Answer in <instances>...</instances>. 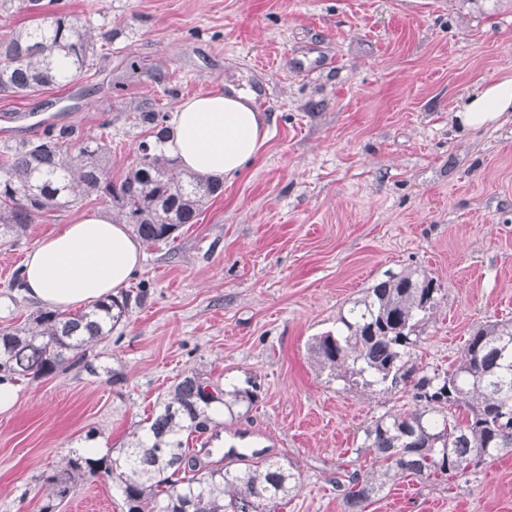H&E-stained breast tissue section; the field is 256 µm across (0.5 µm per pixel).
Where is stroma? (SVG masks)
<instances>
[{
	"instance_id": "35a3bbf8",
	"label": "stroma",
	"mask_w": 512,
	"mask_h": 512,
	"mask_svg": "<svg viewBox=\"0 0 512 512\" xmlns=\"http://www.w3.org/2000/svg\"><path fill=\"white\" fill-rule=\"evenodd\" d=\"M108 32L93 68L64 87L0 95V153L44 132L7 122L48 117L112 142L126 170L144 110L191 96L253 92L268 139L196 223L143 247L128 290L142 292L94 352L99 375L72 369L16 383L0 412V512H41L44 477L69 452L121 448L174 381L195 369L244 387L220 433L260 441L292 462L299 488L283 512H344L339 482L363 429L411 407L403 389L349 391L321 372L313 337L335 330L390 273L434 277L438 305L418 355L441 369L480 323L512 319V112L463 126L462 99L512 77V0H50ZM84 197L0 245V328L40 311L15 284L26 252L83 212ZM56 512H125L98 474ZM364 512H512V453L454 484L413 475Z\"/></svg>"
}]
</instances>
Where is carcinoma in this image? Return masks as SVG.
Segmentation results:
<instances>
[{
    "mask_svg": "<svg viewBox=\"0 0 512 512\" xmlns=\"http://www.w3.org/2000/svg\"><path fill=\"white\" fill-rule=\"evenodd\" d=\"M41 7V0H25L29 24L0 34V94L28 96L67 85L94 64L96 47L81 19L43 14ZM164 119L158 112L138 114L147 137L136 142L135 158L118 178L109 167V143L76 142L67 128L50 129L5 155L0 241L22 237L47 211L93 195L111 203L116 222L132 226L147 246L174 240L222 185L186 172L166 155ZM436 294L425 271L391 275L340 316L336 333L311 344L320 369L351 388L412 392V408L381 415L363 430L357 454L370 456L371 466L348 475L345 512H363L367 501L404 476L465 478L471 466L512 452V320L480 324L456 365L424 367L416 348ZM141 297L120 291L81 312L44 311L23 327L0 329V377L39 379L72 368L98 374L90 350L128 319L131 300ZM225 395L197 371L183 375L117 455L65 457L45 478L42 512H55L73 487L99 472L117 482L127 512H279L293 490L292 464L213 465L206 461L211 450L189 447L192 435L215 429L214 405L232 408ZM453 407L463 409V418L449 412Z\"/></svg>",
    "mask_w": 512,
    "mask_h": 512,
    "instance_id": "obj_1",
    "label": "carcinoma"
}]
</instances>
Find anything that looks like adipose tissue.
<instances>
[{"label":"adipose tissue","mask_w":512,"mask_h":512,"mask_svg":"<svg viewBox=\"0 0 512 512\" xmlns=\"http://www.w3.org/2000/svg\"><path fill=\"white\" fill-rule=\"evenodd\" d=\"M250 100L249 93L235 89L182 101L169 120L167 154L184 170L213 179L241 171L267 138ZM505 112H512V77L469 96L458 118L480 127ZM140 263V245L127 226L93 212L40 239L27 253L20 277L30 299L64 311L117 293Z\"/></svg>","instance_id":"1"}]
</instances>
